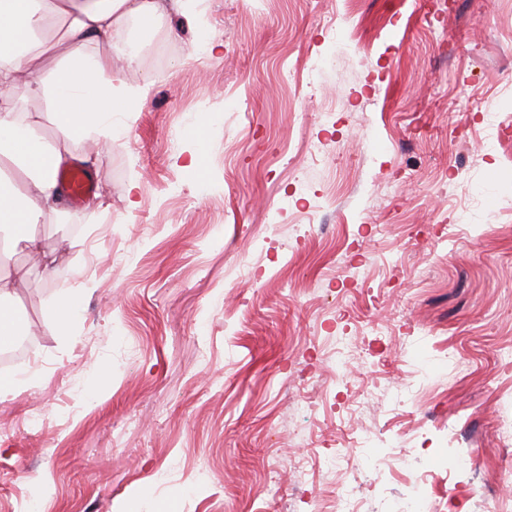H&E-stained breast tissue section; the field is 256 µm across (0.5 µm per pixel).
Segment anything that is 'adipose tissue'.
Returning <instances> with one entry per match:
<instances>
[{"instance_id": "adipose-tissue-1", "label": "adipose tissue", "mask_w": 512, "mask_h": 512, "mask_svg": "<svg viewBox=\"0 0 512 512\" xmlns=\"http://www.w3.org/2000/svg\"><path fill=\"white\" fill-rule=\"evenodd\" d=\"M199 0H0V168L21 169L31 183L17 190L0 171V233L37 253L31 231L59 199L55 171L70 143L111 144L114 118L142 101L148 85L116 76L112 50L124 23H154L169 13L193 15ZM48 102L59 132L46 142L20 108V94Z\"/></svg>"}]
</instances>
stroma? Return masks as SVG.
Listing matches in <instances>:
<instances>
[{"label":"stroma","mask_w":512,"mask_h":512,"mask_svg":"<svg viewBox=\"0 0 512 512\" xmlns=\"http://www.w3.org/2000/svg\"><path fill=\"white\" fill-rule=\"evenodd\" d=\"M199 9L140 28L124 78L150 88L111 147L71 144L98 191L35 225L47 269L0 264L33 343L0 512H331L342 484L449 512L470 483L500 512L512 0ZM78 298L76 295H67L52 302L47 307V315L51 317L57 326L66 329L77 314Z\"/></svg>","instance_id":"1"}]
</instances>
